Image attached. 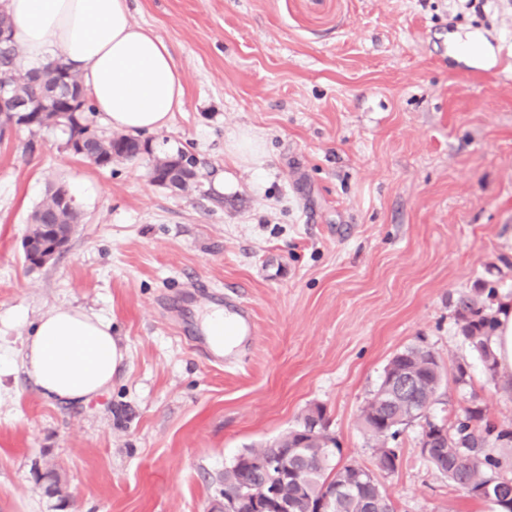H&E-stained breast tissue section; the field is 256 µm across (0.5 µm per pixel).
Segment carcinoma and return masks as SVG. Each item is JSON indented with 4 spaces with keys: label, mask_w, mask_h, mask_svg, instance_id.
Returning a JSON list of instances; mask_svg holds the SVG:
<instances>
[{
    "label": "carcinoma",
    "mask_w": 512,
    "mask_h": 512,
    "mask_svg": "<svg viewBox=\"0 0 512 512\" xmlns=\"http://www.w3.org/2000/svg\"><path fill=\"white\" fill-rule=\"evenodd\" d=\"M70 85L83 88L78 75L56 58L47 62H27L16 41L0 44V81L9 84L11 93L33 103L48 93L61 77ZM74 116L58 112H37L36 120L28 115L7 112L0 122L17 124L35 123L38 128L58 129L67 140L81 138L90 126L89 115L95 112L85 93H80ZM89 151L108 160H135L142 152L150 151L148 142L128 135L97 134L89 140ZM140 146L144 151H136ZM177 159L188 166L196 165L193 155L181 150L156 159L152 168L163 171L168 160ZM68 194L66 185L58 184L46 194L31 215L32 228L28 237L36 242H52L60 235L70 234L80 221L76 208L60 206V197ZM496 288H475L458 295L454 304L456 324L462 343L476 353L485 373L496 379L499 375L496 358L491 347V337L497 327L493 301ZM401 372L413 377L415 393L407 398L388 401L384 391L391 378ZM442 379V367L434 353L421 347H408L390 360L385 376L371 400L362 409L364 429L376 440L373 467L356 460L342 466L333 464L340 448L336 439L325 432L321 408L310 410L299 427L280 437V447L285 449V464L290 479L280 484L281 497L296 505V512H317V505L326 497L331 487L336 496L329 500L327 512H395L392 497L381 486L379 475H389L398 469L397 456L388 452L389 441L400 435L402 427L424 418L426 426L419 441L426 448V441L434 423L428 420V411L436 402V393ZM448 444L429 455L426 461L448 481L466 489L474 498L491 503L499 499L491 512H512V478L506 472L512 468V459L503 456L499 449L512 444V429L505 428L487 413L477 400L463 408L460 414L446 424ZM271 447L259 451L247 449L224 469V490L242 489L253 495L260 494L263 476L254 469L252 461L267 455ZM296 471L304 474L298 484L291 476Z\"/></svg>",
    "instance_id": "1"
}]
</instances>
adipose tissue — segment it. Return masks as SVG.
<instances>
[{"label":"adipose tissue","instance_id":"adipose-tissue-1","mask_svg":"<svg viewBox=\"0 0 512 512\" xmlns=\"http://www.w3.org/2000/svg\"><path fill=\"white\" fill-rule=\"evenodd\" d=\"M5 7L27 57L61 54L112 128L158 130L182 108V74L168 46L133 22L129 0H6ZM125 355L109 320L62 307L38 318L21 364L45 398L86 402L108 391Z\"/></svg>","mask_w":512,"mask_h":512}]
</instances>
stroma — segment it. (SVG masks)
<instances>
[{"label": "stroma", "instance_id": "stroma-1", "mask_svg": "<svg viewBox=\"0 0 512 512\" xmlns=\"http://www.w3.org/2000/svg\"><path fill=\"white\" fill-rule=\"evenodd\" d=\"M185 83L150 154L100 168L58 130L0 133V512H208L224 468L324 411L343 460L370 464L360 424L390 358L432 350L429 412L470 399L512 427V388L462 343L458 295L485 282L512 298V78L478 83L449 37L479 35L483 61L512 63V0H131ZM248 132L262 154L226 151ZM186 151L197 187L152 183V156ZM81 222L29 267L22 241L52 184ZM230 287L258 336L234 367L190 350ZM79 307L112 323L126 358L109 392L46 400L20 365L32 322ZM396 441L382 476L398 512H490L419 448Z\"/></svg>", "mask_w": 512, "mask_h": 512}]
</instances>
